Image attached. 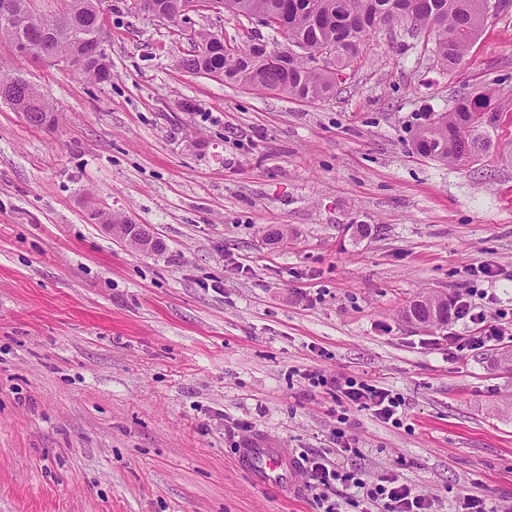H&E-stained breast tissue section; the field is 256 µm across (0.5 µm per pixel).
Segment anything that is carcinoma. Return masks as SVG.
Listing matches in <instances>:
<instances>
[{
    "label": "carcinoma",
    "mask_w": 512,
    "mask_h": 512,
    "mask_svg": "<svg viewBox=\"0 0 512 512\" xmlns=\"http://www.w3.org/2000/svg\"><path fill=\"white\" fill-rule=\"evenodd\" d=\"M59 16L30 14L21 10L15 27H0V37L7 38L21 54L41 60L48 48L71 60L70 67L85 80L105 83L112 80L106 58L85 55V39L99 25L95 11L97 0H64ZM250 10L271 14L283 0H240ZM491 0H290L288 37L304 44L324 41L345 42V54L336 58V66L349 64L358 53L362 38L377 30L383 19L411 14L414 28L432 29L434 52L440 63L453 70L459 66L469 48L477 41L489 18ZM180 65L191 72H224L228 82H236L248 66L239 52L222 49L207 55L190 54ZM258 90L268 87L291 98L317 101L329 97L336 81L329 69H313L302 60H289L280 71L261 72L254 77ZM0 100L21 112L35 126L53 124L56 110L37 88L20 76L0 77ZM492 93L476 89L461 98L452 111L434 118L416 134V150L423 157L448 163H463L488 152L492 139L474 124L473 116L488 107ZM448 322L452 302L448 298L429 296L412 300L402 311L407 321L433 327L432 314Z\"/></svg>",
    "instance_id": "obj_1"
}]
</instances>
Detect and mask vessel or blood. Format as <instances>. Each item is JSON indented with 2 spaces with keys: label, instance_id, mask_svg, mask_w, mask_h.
Returning <instances> with one entry per match:
<instances>
[{
  "label": "vessel or blood",
  "instance_id": "obj_1",
  "mask_svg": "<svg viewBox=\"0 0 512 512\" xmlns=\"http://www.w3.org/2000/svg\"><path fill=\"white\" fill-rule=\"evenodd\" d=\"M240 466L260 485L278 484L295 493L301 490L304 477L296 459L284 449L254 441L238 454Z\"/></svg>",
  "mask_w": 512,
  "mask_h": 512
}]
</instances>
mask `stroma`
<instances>
[{
  "instance_id": "obj_1",
  "label": "stroma",
  "mask_w": 512,
  "mask_h": 512,
  "mask_svg": "<svg viewBox=\"0 0 512 512\" xmlns=\"http://www.w3.org/2000/svg\"><path fill=\"white\" fill-rule=\"evenodd\" d=\"M104 23L102 84L0 41V75L60 115L36 127L0 102V512H320L310 491L254 484L238 450H332L340 430L361 453L336 462L364 479L399 475L435 512L463 492L512 512V334L453 356L447 335L473 326L401 317L465 296L479 263L489 310L512 309V0L453 70L426 34L380 28L316 102L181 67L202 30L281 42L233 13L172 25L110 0ZM480 87L495 151L418 155L415 131ZM340 376L400 394L403 426L344 408ZM452 302L447 297L428 296L412 300L402 311V317L406 321H415L421 323L423 327L437 326L431 320L433 311L436 310L439 320L448 324L452 315Z\"/></svg>"
}]
</instances>
